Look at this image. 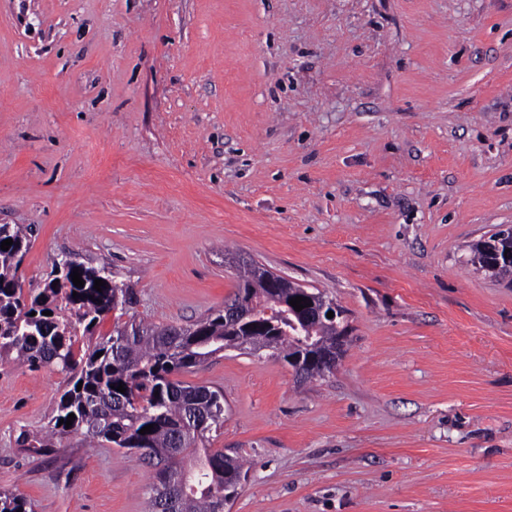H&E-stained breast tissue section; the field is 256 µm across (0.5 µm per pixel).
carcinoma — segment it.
I'll use <instances>...</instances> for the list:
<instances>
[{
    "label": "carcinoma",
    "instance_id": "obj_1",
    "mask_svg": "<svg viewBox=\"0 0 512 512\" xmlns=\"http://www.w3.org/2000/svg\"><path fill=\"white\" fill-rule=\"evenodd\" d=\"M29 236L17 224H0V242L13 240L9 250L0 249V358L14 353L31 367L51 366L67 377L50 434L80 431L156 461L149 512H224V499L235 495L245 477L238 460L207 447V433L224 425V395L176 376L224 350L264 349L294 369L302 364L303 380L321 377L332 371L328 361L343 353V319H317L315 307L324 295L314 291L302 312L304 322L295 328L288 303L298 284L279 276L269 287L254 262L236 267L233 302L242 299L251 306L256 328L236 324L222 310L187 326L117 323L112 335L80 354L77 337L93 335L104 315L131 304L133 291L104 268L72 263L66 269L54 265L43 288L24 292L15 280ZM511 244L492 235L470 251L482 261ZM75 270L85 281L81 288L73 284ZM97 279L106 281L100 292L94 288ZM119 383L125 392L111 388ZM71 413L76 416L71 427L59 424ZM149 424L151 432L140 434ZM0 512L35 510L26 498L0 491Z\"/></svg>",
    "mask_w": 512,
    "mask_h": 512
}]
</instances>
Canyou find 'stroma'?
<instances>
[{"instance_id":"35a3bbf8","label":"stroma","mask_w":512,"mask_h":512,"mask_svg":"<svg viewBox=\"0 0 512 512\" xmlns=\"http://www.w3.org/2000/svg\"><path fill=\"white\" fill-rule=\"evenodd\" d=\"M0 224L186 326L236 290L225 251L332 298L352 328L307 382L260 352L221 390L224 512H512V282L471 244L512 227V0H0ZM66 382L0 360V490L35 512H147L143 455L38 453Z\"/></svg>"}]
</instances>
